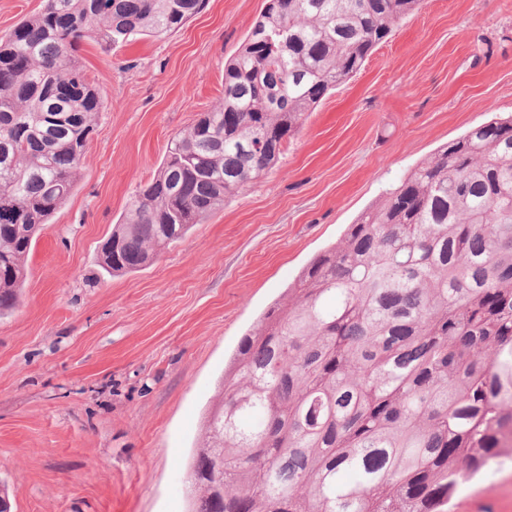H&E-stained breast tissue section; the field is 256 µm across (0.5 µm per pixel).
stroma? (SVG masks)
I'll list each match as a JSON object with an SVG mask.
<instances>
[{"label":"stroma","mask_w":512,"mask_h":512,"mask_svg":"<svg viewBox=\"0 0 512 512\" xmlns=\"http://www.w3.org/2000/svg\"><path fill=\"white\" fill-rule=\"evenodd\" d=\"M266 0H207L178 32L78 54L101 89L75 188L0 318L11 512H191L192 456L244 336L349 224L440 147L512 113V0H421L329 91L279 162L140 271L101 243L169 140L217 105ZM450 512H512V461Z\"/></svg>","instance_id":"1"}]
</instances>
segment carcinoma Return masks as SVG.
<instances>
[{"instance_id": "carcinoma-1", "label": "carcinoma", "mask_w": 512, "mask_h": 512, "mask_svg": "<svg viewBox=\"0 0 512 512\" xmlns=\"http://www.w3.org/2000/svg\"><path fill=\"white\" fill-rule=\"evenodd\" d=\"M204 0H46L0 36V317L65 203L103 100L75 55L161 38ZM419 0H271L224 98L174 137L101 245L109 275L271 168L308 112ZM224 372L193 512H448L512 455V117L448 143L349 225Z\"/></svg>"}]
</instances>
